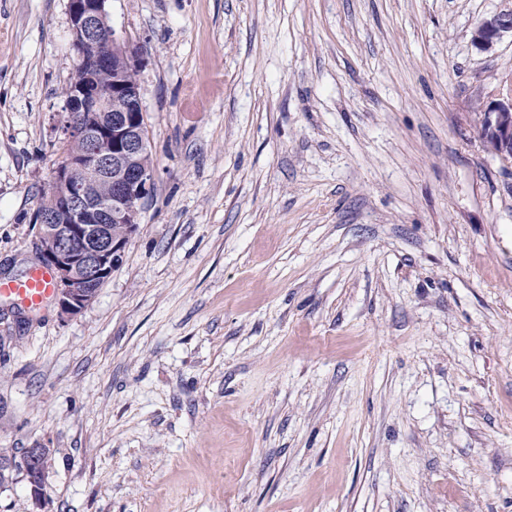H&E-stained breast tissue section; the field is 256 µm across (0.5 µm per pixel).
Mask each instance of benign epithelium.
<instances>
[{"mask_svg":"<svg viewBox=\"0 0 512 512\" xmlns=\"http://www.w3.org/2000/svg\"><path fill=\"white\" fill-rule=\"evenodd\" d=\"M106 0H69L73 42L89 49L101 67L116 66L108 87L99 86L86 69L67 86L61 130L84 143V150L60 161L53 170L48 200L38 212L35 248L42 266L51 272L53 301L60 312L77 314L95 298L98 289L124 256L127 241L112 236V225H126L131 235L138 224L142 201L149 196L153 172L131 171L133 156L145 144L141 87L122 79V67L133 52L107 23ZM512 36V10L483 19L472 41L482 49ZM128 103L112 111V99ZM483 136L492 141L503 163L512 164V87L503 100L488 108ZM110 144V150L101 145ZM106 182L112 194L102 199L95 186ZM46 449L30 448L20 462L31 497H43Z\"/></svg>","mask_w":512,"mask_h":512,"instance_id":"obj_1","label":"benign epithelium"}]
</instances>
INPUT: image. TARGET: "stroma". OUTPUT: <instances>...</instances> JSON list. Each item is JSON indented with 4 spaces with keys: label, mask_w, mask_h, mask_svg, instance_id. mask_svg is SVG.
<instances>
[{
    "label": "stroma",
    "mask_w": 512,
    "mask_h": 512,
    "mask_svg": "<svg viewBox=\"0 0 512 512\" xmlns=\"http://www.w3.org/2000/svg\"><path fill=\"white\" fill-rule=\"evenodd\" d=\"M155 179L66 315L0 303V512H512V0H107ZM78 66L0 0V279L39 264ZM507 35L512 37V10L483 19L474 31L472 41L482 49H490L495 41ZM482 134L492 141L493 150L506 165L512 164V87L502 101L484 113ZM45 448H29L25 457L20 462L21 469L25 473L31 497L41 501L45 480Z\"/></svg>",
    "instance_id": "stroma-1"
}]
</instances>
